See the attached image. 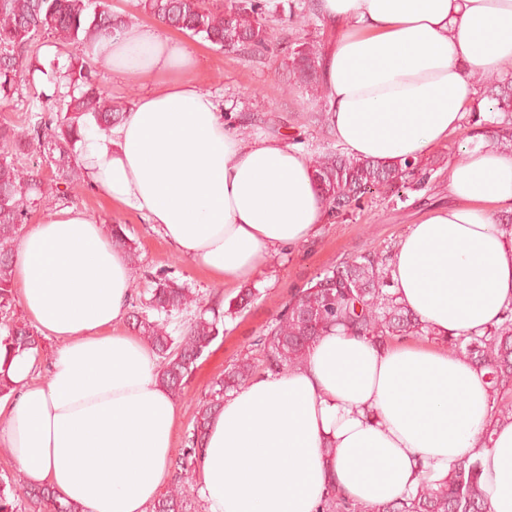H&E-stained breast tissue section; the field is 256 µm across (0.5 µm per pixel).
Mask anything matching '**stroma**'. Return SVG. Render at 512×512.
I'll return each mask as SVG.
<instances>
[{
  "label": "stroma",
  "instance_id": "35a3bbf8",
  "mask_svg": "<svg viewBox=\"0 0 512 512\" xmlns=\"http://www.w3.org/2000/svg\"><path fill=\"white\" fill-rule=\"evenodd\" d=\"M166 33L192 55L193 75L198 84L223 105L227 121L243 139L274 135L286 143L297 144L311 157L324 145L334 143L332 132L322 128L317 120L327 106L326 100L313 99L300 86L292 70L284 66L280 51L254 58L241 52L219 51L210 43L171 27ZM494 120L491 114L467 112L459 130L445 144L436 146V153L450 159L457 155L461 145L490 140L495 130ZM446 181V176H438L424 189L410 192L408 198L391 195L378 198L355 210L345 222L322 225L318 236L309 243L272 254L261 272L243 285L213 281L203 268L178 253L145 218L110 204L87 185L65 195L47 189L39 209L32 211L30 221L38 223L45 210L73 206L99 223L126 225V234L139 254L130 299L135 306L148 298V290L156 281L164 278L190 288L209 307L229 302L240 287L257 289V298L250 307L225 317L223 339L216 341L210 353L198 361L183 395L176 400L179 422L173 446L179 449L192 427L198 402L212 381L280 313L291 290L354 256L364 243H372L383 252L394 250L400 235L426 209L447 201Z\"/></svg>",
  "mask_w": 512,
  "mask_h": 512
}]
</instances>
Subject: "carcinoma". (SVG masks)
Listing matches in <instances>:
<instances>
[{"instance_id": "carcinoma-1", "label": "carcinoma", "mask_w": 512, "mask_h": 512, "mask_svg": "<svg viewBox=\"0 0 512 512\" xmlns=\"http://www.w3.org/2000/svg\"><path fill=\"white\" fill-rule=\"evenodd\" d=\"M142 12L170 24L219 50H237L261 56L281 44L270 24L281 4L272 0H137ZM123 20L103 0H0V101L20 98L28 112L26 125L0 122V397L13 394L8 374L11 359L23 352H39L41 335L14 314L12 258L14 247L30 211L44 194L43 163L54 177L72 186L82 177L77 144L89 123L107 130L122 120L125 105L112 103L86 66L83 50L106 30ZM335 30L326 25L318 34L288 41L284 63L291 64L302 82L323 87L322 49ZM70 50L68 64L40 63V50ZM490 97L504 116H512V79L481 77ZM32 88L25 94L23 88ZM439 163L418 158L405 163H379L328 149L313 161L315 182L325 197L330 217L340 220L363 199L381 193H399L416 174ZM112 243L125 249L130 262L137 255L128 244L126 226H111ZM387 257L366 244L358 254L292 292L282 311L253 343L255 349L235 359L217 377L196 413L192 430L175 461L176 486L154 502L152 512H184L183 483L196 474L199 450L211 419L224 405V396L244 385L258 372L278 373L304 362L312 342L340 326L385 346L406 336H425L439 342L417 315L397 302L388 290ZM198 308L195 319L178 336L168 331L173 318L189 306ZM160 315L144 311L130 314L132 328L161 358L160 383L169 393L182 394L200 358L224 335V319L215 309L200 305L189 289L164 279L150 289L143 303ZM448 346L487 371L494 400L512 393V312L481 336L450 338ZM81 512L62 503L48 487H32L20 475L0 476V512ZM319 512H486L480 465L466 456L448 478L423 483L416 492L377 507L360 505L336 486H329Z\"/></svg>"}]
</instances>
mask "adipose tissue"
<instances>
[{"label": "adipose tissue", "mask_w": 512, "mask_h": 512, "mask_svg": "<svg viewBox=\"0 0 512 512\" xmlns=\"http://www.w3.org/2000/svg\"><path fill=\"white\" fill-rule=\"evenodd\" d=\"M336 29L323 89L337 143L353 157L402 162L447 142L472 109L491 110L478 75L512 77V0H318ZM98 69L153 79L122 121L89 127L84 178L110 203L158 225L219 283L254 277L329 219L310 158L277 137L244 141L187 78L193 58L158 27L103 32ZM448 206L397 243L390 291L438 344L385 347L343 332L304 364L228 393L198 467L207 512H317L329 484L367 507L479 459L488 512H512V422L493 416L485 370L449 349L512 309V154L463 148L448 164ZM14 283L29 322L59 340L48 379L14 357L0 401V448L27 484L82 512H147L170 478L179 421L153 350L118 332L131 267L110 233L75 207L47 210L19 239Z\"/></svg>", "instance_id": "obj_1"}]
</instances>
